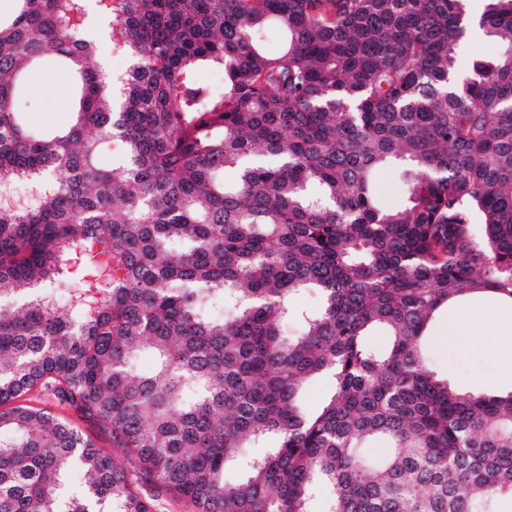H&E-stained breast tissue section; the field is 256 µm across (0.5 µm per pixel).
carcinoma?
Instances as JSON below:
<instances>
[{"instance_id":"obj_1","label":"carcinoma","mask_w":512,"mask_h":512,"mask_svg":"<svg viewBox=\"0 0 512 512\" xmlns=\"http://www.w3.org/2000/svg\"><path fill=\"white\" fill-rule=\"evenodd\" d=\"M88 2L0 9V512H151L122 464L17 402L33 389L200 512L512 498V390L463 393L424 346L451 299L512 306V0L476 20L465 0H94L132 61L119 93ZM474 26L490 50L462 75ZM47 61L70 72L74 108L40 135L17 101ZM389 164L395 207L376 181ZM23 176L39 182L19 205ZM305 288L317 309L294 308ZM319 376L333 391L306 415ZM370 440L389 447L379 463ZM249 442L270 446L246 460ZM69 468L84 485L64 496Z\"/></svg>"}]
</instances>
